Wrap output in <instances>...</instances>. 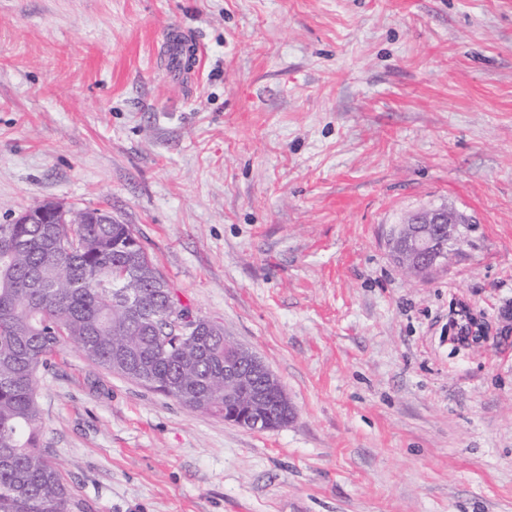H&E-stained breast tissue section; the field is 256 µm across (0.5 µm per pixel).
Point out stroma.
Segmentation results:
<instances>
[{"mask_svg": "<svg viewBox=\"0 0 512 512\" xmlns=\"http://www.w3.org/2000/svg\"><path fill=\"white\" fill-rule=\"evenodd\" d=\"M47 201L132 225L294 412L67 348L41 441L85 512H512V0H0V223ZM439 207L467 240L413 278L390 231Z\"/></svg>", "mask_w": 512, "mask_h": 512, "instance_id": "stroma-1", "label": "stroma"}]
</instances>
